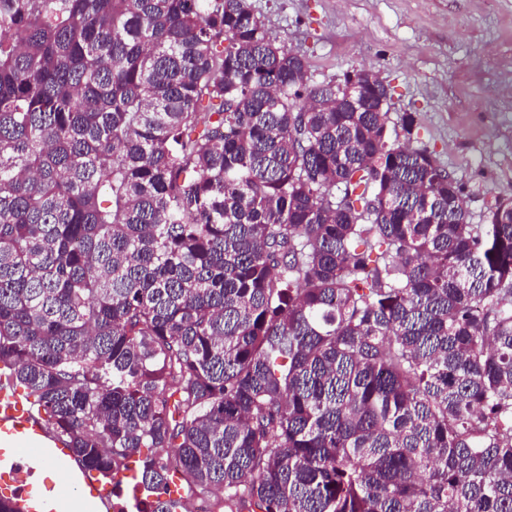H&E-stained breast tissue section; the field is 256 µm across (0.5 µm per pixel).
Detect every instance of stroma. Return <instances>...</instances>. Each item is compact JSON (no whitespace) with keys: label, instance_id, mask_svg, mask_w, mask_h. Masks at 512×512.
Segmentation results:
<instances>
[{"label":"stroma","instance_id":"obj_1","mask_svg":"<svg viewBox=\"0 0 512 512\" xmlns=\"http://www.w3.org/2000/svg\"><path fill=\"white\" fill-rule=\"evenodd\" d=\"M271 40L303 55L311 82L373 70L390 122L415 113L483 224L512 190V0H250Z\"/></svg>","mask_w":512,"mask_h":512}]
</instances>
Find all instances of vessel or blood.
Masks as SVG:
<instances>
[{"mask_svg": "<svg viewBox=\"0 0 512 512\" xmlns=\"http://www.w3.org/2000/svg\"><path fill=\"white\" fill-rule=\"evenodd\" d=\"M65 439L0 384V500L15 512H112V486L83 468L70 473Z\"/></svg>", "mask_w": 512, "mask_h": 512, "instance_id": "obj_1", "label": "vessel or blood"}]
</instances>
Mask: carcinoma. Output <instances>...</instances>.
Returning <instances> with one entry per match:
<instances>
[{
    "mask_svg": "<svg viewBox=\"0 0 512 512\" xmlns=\"http://www.w3.org/2000/svg\"><path fill=\"white\" fill-rule=\"evenodd\" d=\"M249 0H0V363L224 512H512V194Z\"/></svg>",
    "mask_w": 512,
    "mask_h": 512,
    "instance_id": "carcinoma-1",
    "label": "carcinoma"
}]
</instances>
